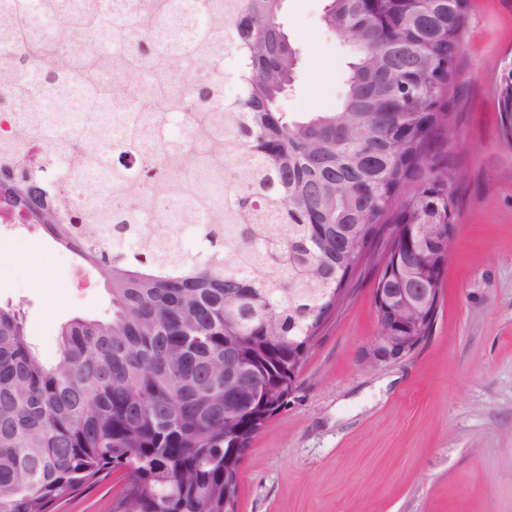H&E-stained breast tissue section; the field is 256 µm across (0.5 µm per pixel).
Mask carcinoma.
<instances>
[{"mask_svg": "<svg viewBox=\"0 0 512 512\" xmlns=\"http://www.w3.org/2000/svg\"><path fill=\"white\" fill-rule=\"evenodd\" d=\"M5 0L0 200L110 285L112 316L73 318L44 364L20 313L0 305V512H58L114 472L117 512H225L258 424L288 392V355L315 335L353 266L346 239L389 219L458 207L459 177L437 163L466 5L336 0L324 25L353 48L336 110L279 109L299 58L274 0ZM64 19L44 35L36 12ZM177 41L207 67L178 92ZM237 102L223 109L224 53ZM107 172L122 207L68 195ZM412 194L402 197L404 187ZM163 195L184 208L155 207ZM388 288H428L390 263ZM254 386L224 388V347Z\"/></svg>", "mask_w": 512, "mask_h": 512, "instance_id": "obj_1", "label": "carcinoma"}]
</instances>
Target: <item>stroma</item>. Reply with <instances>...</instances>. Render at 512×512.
I'll use <instances>...</instances> for the list:
<instances>
[{
  "instance_id": "obj_1",
  "label": "stroma",
  "mask_w": 512,
  "mask_h": 512,
  "mask_svg": "<svg viewBox=\"0 0 512 512\" xmlns=\"http://www.w3.org/2000/svg\"><path fill=\"white\" fill-rule=\"evenodd\" d=\"M324 5H283V29L301 51L280 104L293 116L333 111L343 92L352 50L324 26ZM509 58L512 0H467L445 146L462 197L429 336L368 366L378 268L360 265L287 406L251 440L235 512H512V144L498 86ZM76 263L41 231L0 240V304L20 308L49 364L63 323L111 311L98 274L71 279ZM41 272L53 288L37 287ZM123 485L113 474L59 512H114Z\"/></svg>"
}]
</instances>
